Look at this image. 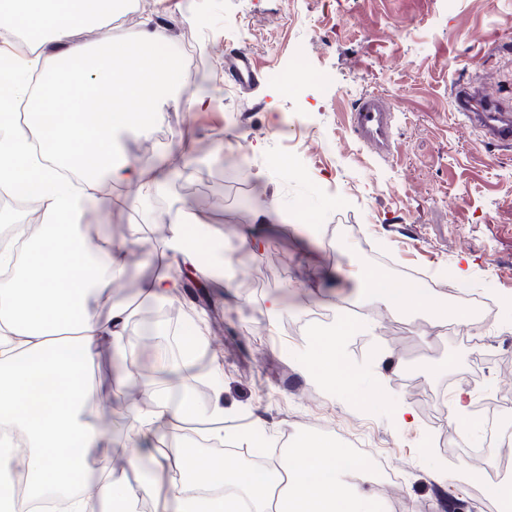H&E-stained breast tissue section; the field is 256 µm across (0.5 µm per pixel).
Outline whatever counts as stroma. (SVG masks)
<instances>
[{"mask_svg":"<svg viewBox=\"0 0 512 512\" xmlns=\"http://www.w3.org/2000/svg\"><path fill=\"white\" fill-rule=\"evenodd\" d=\"M116 17L113 35L148 14L166 20L170 51L185 69L203 73L212 104L202 110L163 106L151 129L130 134L123 152L142 166L157 165L179 148L199 153L200 164L173 172L149 212L127 205L132 186L113 187V205L94 211L96 229L124 240L133 224H154L187 197L209 215L203 235L223 243V283L199 287L182 276L177 300L188 319L203 317L209 349L224 364V426L253 422L271 459L302 437L321 435L344 448L363 443L401 474L393 493L381 472L360 488L384 501L398 499L410 512H499L476 478L440 481V461L463 460L446 402L457 386L471 393L470 412L484 421L491 401L484 385L512 394V146L485 142L457 116L452 93L471 85L512 101V0H134ZM247 53L256 67L252 85L228 78L227 60ZM303 65L298 86L284 73ZM383 94L394 109L392 153L380 158L347 124L360 95ZM248 167L240 185L225 162ZM276 207L275 232L261 258L241 247L235 230L257 209ZM143 235L130 254L125 279L100 301L99 314L128 304L134 370L100 352L90 377L101 398L97 420H110L112 454L92 465L91 478L112 469L114 458L146 461L152 451L123 405L127 390L155 367L158 341L144 334L158 308L137 297L142 279L159 272ZM361 265L396 273L420 272L448 305L489 301L482 345L458 330L434 325L427 314L377 308L369 291L336 286L318 268ZM467 268L460 283L457 267ZM278 295L284 311L270 321L265 302ZM369 322L348 338L343 356L369 364L385 378L378 397L369 377L333 392L313 383L301 363L320 319L336 312ZM415 413L413 424L393 426L394 404Z\"/></svg>","mask_w":512,"mask_h":512,"instance_id":"35a3bbf8","label":"stroma"}]
</instances>
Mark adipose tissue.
Returning a JSON list of instances; mask_svg holds the SVG:
<instances>
[{
	"mask_svg": "<svg viewBox=\"0 0 512 512\" xmlns=\"http://www.w3.org/2000/svg\"><path fill=\"white\" fill-rule=\"evenodd\" d=\"M125 0H0L6 30L23 35L26 49L11 53L13 63L0 95L13 102L0 113V186L35 196L42 223L22 248L0 242V266L13 267L0 279V429L24 437L27 449L14 451L0 439V507L25 512L12 491V474L25 475L32 495L50 489L67 493L68 512H138L143 495H151L161 512H384L382 500L336 488L351 471L347 449L319 437L296 444L272 463L265 477L253 469L214 459L199 466L197 455L182 456L186 481L153 487L129 485L123 473L110 471L93 487L85 474L92 462L112 450V436L89 415L97 390L87 370L102 349L125 356L129 322L127 305H113L108 315L96 309L127 269L140 225L129 227L122 241L84 237L81 224L88 209H109L112 199L96 190L100 180L132 185L131 206H147L162 183L159 172L141 168L120 149L123 134L147 131L163 104L199 110L205 95L187 93L190 83L168 50V26L144 18L121 38L110 24ZM96 32L93 45L72 43L75 31ZM80 167V185L60 179L64 163ZM207 218L179 206L159 255L160 261L186 266L215 252L209 239H194ZM354 278L383 307L392 311L425 310L438 326L468 322L466 307H445L418 283L396 280L362 267ZM362 326L340 315L317 334L311 357L303 364L314 382L335 391L352 379L343 364V345ZM203 325L187 344L182 371L208 381L214 398L205 408L185 400L172 404L166 392L144 383L149 403L133 420L149 438L186 420H223V368H204L196 355L208 349ZM207 479L233 487L230 495H192L191 481Z\"/></svg>",
	"mask_w": 512,
	"mask_h": 512,
	"instance_id": "ef3b65f1",
	"label": "adipose tissue"
}]
</instances>
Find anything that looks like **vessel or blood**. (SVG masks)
Masks as SVG:
<instances>
[{
    "mask_svg": "<svg viewBox=\"0 0 512 512\" xmlns=\"http://www.w3.org/2000/svg\"><path fill=\"white\" fill-rule=\"evenodd\" d=\"M454 105L468 121L478 125L483 137L499 145L512 144V103L486 96L469 86L453 91ZM348 123L354 134L379 155L390 153L394 134V112L380 96L368 94L360 98L349 114Z\"/></svg>",
    "mask_w": 512,
    "mask_h": 512,
    "instance_id": "1",
    "label": "vessel or blood"
}]
</instances>
